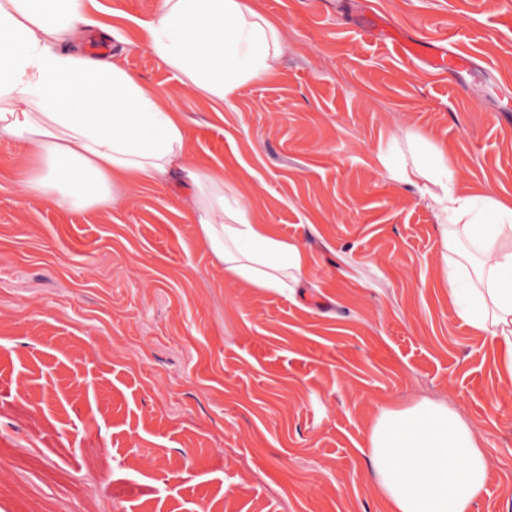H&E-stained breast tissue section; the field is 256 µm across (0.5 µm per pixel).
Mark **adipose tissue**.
I'll return each instance as SVG.
<instances>
[{
  "label": "adipose tissue",
  "mask_w": 512,
  "mask_h": 512,
  "mask_svg": "<svg viewBox=\"0 0 512 512\" xmlns=\"http://www.w3.org/2000/svg\"><path fill=\"white\" fill-rule=\"evenodd\" d=\"M91 24L83 0H0V142L21 150V191L93 215L135 183L177 181L184 192L176 205L226 281L295 292L306 250L276 236L222 172L192 160L169 95L138 79L120 55L82 51ZM140 28L159 63L214 102L275 76L291 50L284 25L260 0H159ZM409 139L423 160L378 159L392 180L427 198L439 221L448 301L475 335L499 344V372L512 381V201L459 190L446 150L426 132ZM365 453L390 512H477L489 469L484 440L446 401L378 407Z\"/></svg>",
  "instance_id": "ef3b65f1"
}]
</instances>
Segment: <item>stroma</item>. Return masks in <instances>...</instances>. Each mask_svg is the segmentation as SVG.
<instances>
[{"instance_id":"1","label":"stroma","mask_w":512,"mask_h":512,"mask_svg":"<svg viewBox=\"0 0 512 512\" xmlns=\"http://www.w3.org/2000/svg\"><path fill=\"white\" fill-rule=\"evenodd\" d=\"M123 62L170 95L193 159L308 250L296 293L236 288L144 183L88 216L23 197L0 143V512H387L363 451L378 406L447 399L485 438L479 512H512V384L442 285L440 230L379 151L447 148L455 184L512 197V0H261L293 49L214 108L97 0ZM382 18L474 64L403 58Z\"/></svg>"}]
</instances>
